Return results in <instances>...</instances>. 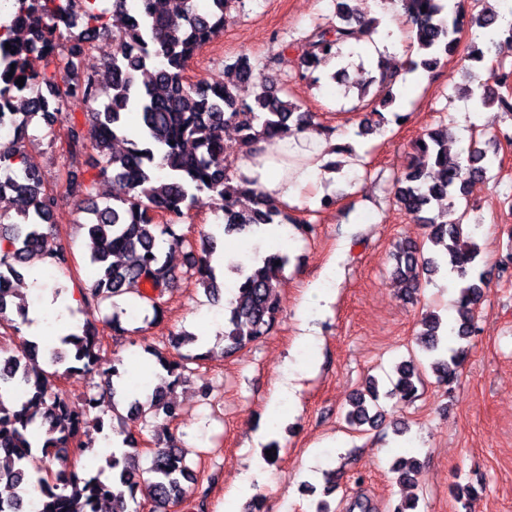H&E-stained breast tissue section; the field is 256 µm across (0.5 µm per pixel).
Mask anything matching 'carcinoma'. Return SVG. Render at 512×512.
Listing matches in <instances>:
<instances>
[{"label":"carcinoma","instance_id":"carcinoma-1","mask_svg":"<svg viewBox=\"0 0 512 512\" xmlns=\"http://www.w3.org/2000/svg\"><path fill=\"white\" fill-rule=\"evenodd\" d=\"M399 2L410 29L408 51L414 54L410 71L434 72L448 58L461 63L483 62L486 49L472 40L462 44L465 27L499 33L512 40V22L499 26V16L489 0H476L479 10L465 14L460 6L446 9L448 0H375L385 5ZM12 0L13 11L0 22V123L9 122L15 134L0 139V168L12 176L0 179V202L8 200L11 214L0 213V284L21 279L25 264L33 256L49 258V267L67 271L70 259L61 246L49 239L56 226L49 222L58 202V190L48 185L46 175L31 167L24 153V141L32 121L40 117L54 135L55 123L67 120L66 152L71 158L90 148L98 163L84 169L69 163L59 170L56 182L67 197L90 206L80 227L90 241L89 260L96 277L82 297L88 303L107 304L112 313L106 322L112 332L126 329L121 317L126 310L119 302L136 299L162 318V299L177 279L166 251L186 249L191 256L189 272L207 293L217 298L221 284L211 265L216 236L203 235L199 246L172 230L189 211L195 196L207 193L214 200L224 233L244 231L260 224H293L306 231L311 225L292 217L287 208L267 199L258 187L238 176L234 153L224 143V129L238 132L239 145L248 147L258 138L273 141L284 130L305 129L313 115L273 88L263 79L258 62L238 54L224 62L227 77L190 84L185 80L189 62L224 27V12L241 0H208L199 10L195 0H172L160 11L158 0ZM354 0H336L333 18L317 22L299 38L285 44L276 58L287 62L286 53L295 52L300 76L317 84L316 69L325 61L341 59L343 48L352 43L373 42L379 20L366 18L352 5ZM112 36L117 50L100 68L88 72L81 62L92 47L91 37ZM10 48H5V44ZM154 69L155 82L139 85L136 74ZM378 74L360 83L358 99L370 94L372 86L382 93V104L392 105L397 75L383 64ZM25 78L24 85L16 84ZM512 85V70L491 69L490 77L476 86L462 88V94L483 107L498 105L512 116V93L500 89ZM252 87V99L241 95ZM98 107L84 113L80 123L72 112L78 103ZM368 118L356 135L368 136L386 123L383 112L370 100L362 105ZM136 114L140 133L126 136L127 117ZM448 129L429 130L413 144L412 162L394 180L393 199L400 210L425 224L430 238L444 252L424 256L421 246L402 243L395 254L396 272L405 294L421 288V277L441 271L458 280L457 317L448 326L439 314L428 312L421 320L416 342L426 354L439 381L451 383L464 362L468 349L461 342L476 333V314L485 295V272L477 270L480 247L473 228L479 221H467L469 209L453 218L451 209L468 195L469 187L484 178L497 158L496 147L470 138L456 150L448 145ZM210 182H205V179ZM110 180L116 187L112 201H92L96 185ZM289 263L287 254L277 251L255 263L235 265L237 284L224 313V354L229 355L250 342L268 335L279 313L276 288ZM26 303L15 289L0 287V326L16 330L17 319L25 318ZM62 347L41 352L39 345L25 341L20 352L0 349V485L11 489L0 496V512H26V498L35 491L42 504L39 512H100L99 503L108 499H130L136 505L149 502L163 510L180 502L196 482L191 467L173 436L159 438L151 451V464L140 468V454L134 436L123 439L125 448L106 458L112 470V485L97 475H81L69 458L91 450L92 439L82 440L87 428L96 433L114 423H124L114 396L124 372L120 366L104 379L102 393L76 407L63 389H52L50 378L68 374L91 375L98 369L104 352L98 327L84 323L78 332L60 339ZM166 372L145 399H133L128 411L143 420L164 416L174 421L180 408L173 398L182 378L184 364L161 352L153 353ZM393 388L385 396L400 401L417 397L421 382L415 360L401 362ZM380 392L375 380L350 401L346 421L352 427L374 425L380 416ZM44 428L41 451L48 459L46 474H27L25 461L33 443L28 432L35 424ZM419 464L399 458L392 471L403 483H413Z\"/></svg>","mask_w":512,"mask_h":512}]
</instances>
